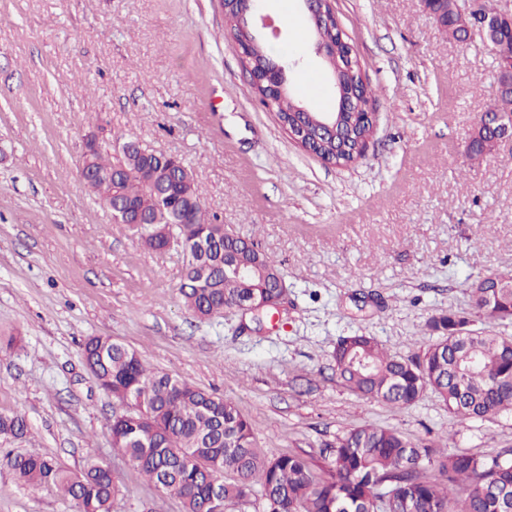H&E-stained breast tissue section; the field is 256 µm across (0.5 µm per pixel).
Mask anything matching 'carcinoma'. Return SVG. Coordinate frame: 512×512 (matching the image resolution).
Segmentation results:
<instances>
[{"label": "carcinoma", "mask_w": 512, "mask_h": 512, "mask_svg": "<svg viewBox=\"0 0 512 512\" xmlns=\"http://www.w3.org/2000/svg\"><path fill=\"white\" fill-rule=\"evenodd\" d=\"M230 32L251 41L254 67L288 66L261 34L245 33L233 21ZM292 110L286 99L274 105L298 125L302 142L331 164H349L372 133L350 120L343 133L324 137ZM83 166L86 185L107 208L127 203L143 222L178 229L187 255L179 292L194 316L211 317L243 299L278 304L276 265L252 241L224 231L205 209L197 184H179L168 160L147 157L132 145L123 149L119 171L97 150L83 157ZM469 290L474 315L512 317V283L482 275ZM426 327L439 336L421 359L392 356L364 332L338 337L331 352L337 381L394 408L431 392L460 420L512 412L511 338L475 329L472 319L452 314L432 317ZM84 357L118 404L110 424L112 448L164 494L178 498L183 512H213L210 490L217 479L224 502L259 500L262 512H512V457L501 452L450 453L440 444L416 443L395 429L367 424L326 445L329 466L319 475L301 455L267 457L236 405L184 378L149 370L137 351L112 337L89 338ZM26 430L23 417L0 416V436L19 438ZM425 463L435 478L423 475ZM0 465L30 486L55 488L82 512H111L119 492L111 468L95 459L74 472L37 451L0 449Z\"/></svg>", "instance_id": "carcinoma-1"}]
</instances>
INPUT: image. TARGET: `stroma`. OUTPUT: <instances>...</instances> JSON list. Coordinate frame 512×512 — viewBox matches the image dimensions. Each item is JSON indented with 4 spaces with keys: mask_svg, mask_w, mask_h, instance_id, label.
Instances as JSON below:
<instances>
[{
    "mask_svg": "<svg viewBox=\"0 0 512 512\" xmlns=\"http://www.w3.org/2000/svg\"><path fill=\"white\" fill-rule=\"evenodd\" d=\"M373 91V135L349 166L298 147L256 101L219 0H0V415L71 470L94 458L119 485L112 512H182L112 448L115 403L82 346L109 335L158 372L235 404L270 457L327 465L324 443L363 424L449 452L512 449V413L459 421L433 394L391 408L339 384L338 336L364 331L419 357L427 320L471 316L467 276L512 274V148L470 160L494 105L496 62L459 43L421 0H334ZM264 11L263 36L299 60L309 109L335 105L296 0ZM118 136L180 157L207 210L281 270L274 318L183 305L179 242L141 244L80 176L84 141ZM0 466V512H76Z\"/></svg>",
    "mask_w": 512,
    "mask_h": 512,
    "instance_id": "stroma-1",
    "label": "stroma"
}]
</instances>
